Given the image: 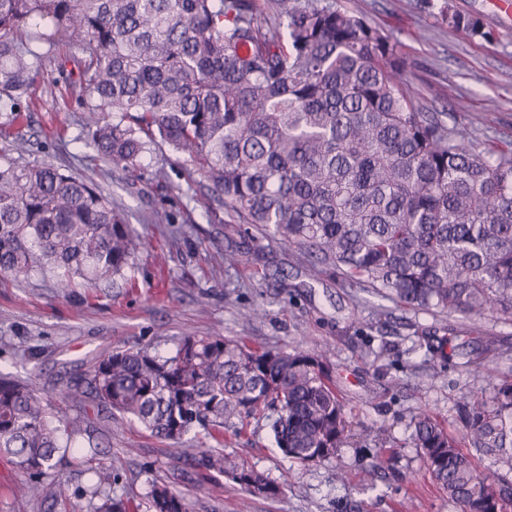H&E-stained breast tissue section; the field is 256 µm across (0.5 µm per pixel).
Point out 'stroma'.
I'll return each instance as SVG.
<instances>
[{"label":"stroma","instance_id":"35a3bbf8","mask_svg":"<svg viewBox=\"0 0 512 512\" xmlns=\"http://www.w3.org/2000/svg\"><path fill=\"white\" fill-rule=\"evenodd\" d=\"M339 10L388 34L405 58L404 77L417 104L442 113L467 139L512 142V17L494 0H335ZM480 16L492 40L451 29L446 9ZM75 44L63 43L57 60L43 68L31 88L26 112L27 150L22 164L47 162L93 177L112 195L129 223L150 244L134 258L131 284L86 297L62 294L52 280L34 276L0 281V371L16 372L48 391L53 405L93 419L104 440V459L117 475L114 490L147 506L153 482L167 481L194 512H460L433 481L420 451L410 442L419 410L462 427L460 393L488 396L512 380V323L491 316H436L385 304L340 275L299 266L280 240L251 239L232 215L205 213L204 190L187 177L186 155L158 144L130 174L100 170L88 145L86 115L70 96L78 78ZM165 169L159 183L152 175ZM164 210L174 223L161 235L148 221ZM238 265L219 270L224 253ZM218 333L255 347L326 348L336 382L360 437L336 458L302 465L275 446L271 421L252 419L241 439L225 438L224 453L263 472L281 487L273 498L252 496L223 478L199 487L169 459L164 442L138 423L97 418L87 402L62 401L61 364L108 349L151 345L174 350L187 333ZM501 350L494 371L463 367L465 352L486 338ZM387 432L395 445L374 485L360 473L376 451L372 434ZM346 472L347 481L337 479ZM22 473L0 458V512H60L52 502L27 503L17 488Z\"/></svg>","mask_w":512,"mask_h":512}]
</instances>
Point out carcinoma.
<instances>
[{
  "label": "carcinoma",
  "instance_id": "carcinoma-1",
  "mask_svg": "<svg viewBox=\"0 0 512 512\" xmlns=\"http://www.w3.org/2000/svg\"><path fill=\"white\" fill-rule=\"evenodd\" d=\"M448 26L487 40L482 19L447 8ZM79 46L72 95L95 160L137 171L159 143L185 154L209 201L312 267L338 271L417 311L512 322V143L480 149L422 111L391 37L321 0H0V112L22 126L23 100L56 50ZM144 242L92 179L48 163L0 160V277L41 275L64 294L128 282ZM500 355L482 343L474 364ZM63 398L104 419L138 422L199 481L220 475L249 494H279L263 473L224 456L270 410L288 458L320 464L355 437L323 351L253 348L188 334L166 357L148 345L63 364ZM453 435L431 413L411 440L461 512H509L512 479L482 473L466 448L512 473V382L463 394ZM97 429L43 389L0 373V457L27 475L22 495L61 501L56 468L89 474L87 512H132L114 494ZM193 435V449L182 447ZM384 437L372 482L386 462ZM151 512H191L154 483Z\"/></svg>",
  "mask_w": 512,
  "mask_h": 512
}]
</instances>
